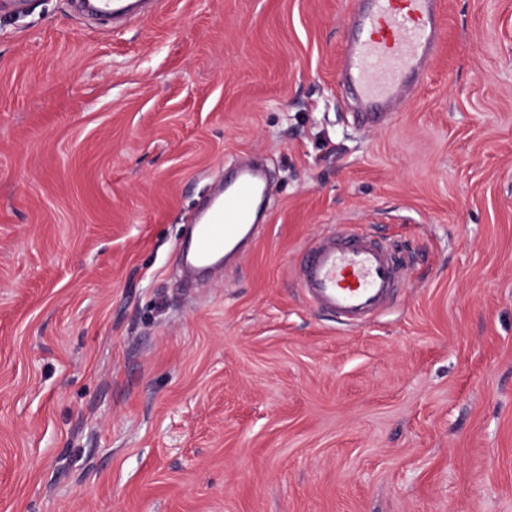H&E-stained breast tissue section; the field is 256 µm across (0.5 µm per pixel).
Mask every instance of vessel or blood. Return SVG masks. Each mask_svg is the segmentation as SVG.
<instances>
[{
	"mask_svg": "<svg viewBox=\"0 0 512 512\" xmlns=\"http://www.w3.org/2000/svg\"><path fill=\"white\" fill-rule=\"evenodd\" d=\"M342 73L372 124L389 121V105L425 71L437 48L441 0H361ZM86 14L124 21L143 15L147 0H81ZM264 193L261 175L237 170L195 227L194 258L208 266L233 255L248 237ZM405 259L390 243L342 229L318 237L301 255L297 285L316 311L356 328L389 307L403 283Z\"/></svg>",
	"mask_w": 512,
	"mask_h": 512,
	"instance_id": "1",
	"label": "vessel or blood"
}]
</instances>
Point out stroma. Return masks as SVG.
Masks as SVG:
<instances>
[{
	"label": "stroma",
	"mask_w": 512,
	"mask_h": 512,
	"mask_svg": "<svg viewBox=\"0 0 512 512\" xmlns=\"http://www.w3.org/2000/svg\"><path fill=\"white\" fill-rule=\"evenodd\" d=\"M356 0H164L116 28L0 0V512H512V0H443L385 125L341 82ZM271 209L184 287L225 169ZM405 286L360 329L302 248ZM404 265L392 244L344 228L302 250L297 285L313 309L351 329L392 304L402 287Z\"/></svg>",
	"instance_id": "35a3bbf8"
}]
</instances>
